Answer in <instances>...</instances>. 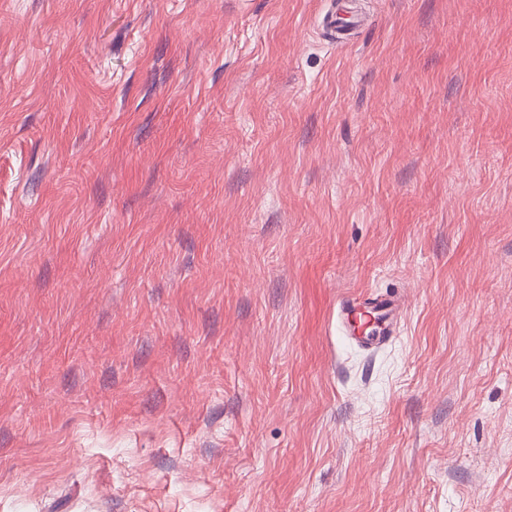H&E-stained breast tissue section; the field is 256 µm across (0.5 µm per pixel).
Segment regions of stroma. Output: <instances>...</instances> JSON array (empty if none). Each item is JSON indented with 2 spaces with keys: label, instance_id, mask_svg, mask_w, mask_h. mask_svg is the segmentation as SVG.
<instances>
[{
  "label": "stroma",
  "instance_id": "1",
  "mask_svg": "<svg viewBox=\"0 0 512 512\" xmlns=\"http://www.w3.org/2000/svg\"><path fill=\"white\" fill-rule=\"evenodd\" d=\"M331 6L0 0V512H512V0ZM400 297L388 293L370 294L363 292L358 295H350L343 297L337 303V317L342 329L351 335V327L355 326L357 318L363 316V309L365 313H377V315H384L388 317L387 328H383L381 332L387 330L386 336L390 339L393 330L391 329V322L395 321L396 312L399 308Z\"/></svg>",
  "mask_w": 512,
  "mask_h": 512
}]
</instances>
